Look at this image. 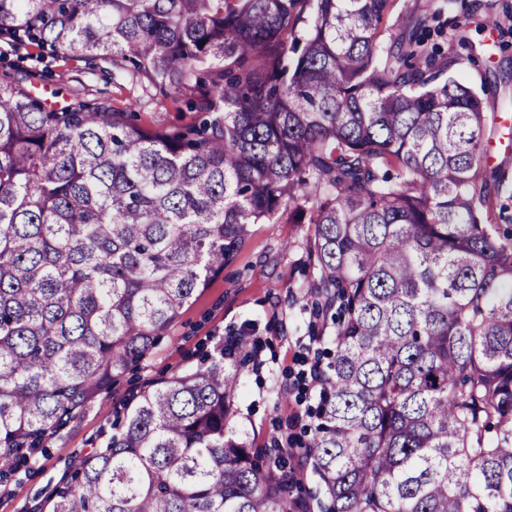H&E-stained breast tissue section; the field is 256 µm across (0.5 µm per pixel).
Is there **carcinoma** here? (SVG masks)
Wrapping results in <instances>:
<instances>
[{"label":"carcinoma","mask_w":512,"mask_h":512,"mask_svg":"<svg viewBox=\"0 0 512 512\" xmlns=\"http://www.w3.org/2000/svg\"><path fill=\"white\" fill-rule=\"evenodd\" d=\"M389 0H0V38L145 97L0 74V474L151 352L255 224H310L333 311L306 447L326 512H512V250L481 98L379 41ZM156 96L195 113L138 124ZM241 339L140 395L50 512H302L230 427ZM14 62L35 75L33 90L47 102L67 104L79 97L90 103H127L142 96L139 87L129 81L112 83V64L100 59L71 60L26 41L15 46L0 41V73L4 59ZM37 86V89L35 88Z\"/></svg>","instance_id":"cac0c4a2"}]
</instances>
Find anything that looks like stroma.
<instances>
[{"label": "stroma", "instance_id": "stroma-1", "mask_svg": "<svg viewBox=\"0 0 512 512\" xmlns=\"http://www.w3.org/2000/svg\"><path fill=\"white\" fill-rule=\"evenodd\" d=\"M416 29L427 52L452 60L449 77L481 97L486 116L484 222L512 247V0H391L381 35L391 43ZM29 70L37 96L68 103H125L141 97L113 82L111 63L72 60L28 42L0 41V62ZM306 224H256L235 258L185 306L156 347L101 398L48 437L26 465L0 478V512H46L50 492L83 458L105 446L126 404L148 387L197 365L220 339L246 336L251 358L231 420L249 446L307 441L298 416L317 411L319 392L299 378L302 363L326 361L334 322L317 308Z\"/></svg>", "mask_w": 512, "mask_h": 512}]
</instances>
